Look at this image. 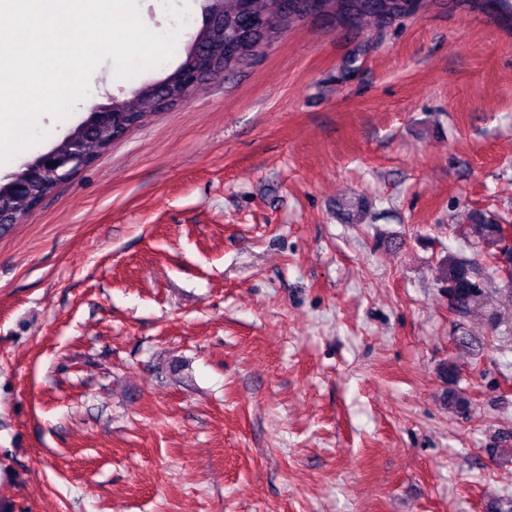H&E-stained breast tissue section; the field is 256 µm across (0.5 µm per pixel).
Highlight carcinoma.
Listing matches in <instances>:
<instances>
[{
	"mask_svg": "<svg viewBox=\"0 0 512 512\" xmlns=\"http://www.w3.org/2000/svg\"><path fill=\"white\" fill-rule=\"evenodd\" d=\"M317 11L309 8L311 0H203L202 11L216 14L224 20V44L236 46V54L224 55V73L235 71L277 40L287 29L308 17L329 15L335 21L348 20L353 28L370 24L383 31L416 15L418 0H316ZM496 22L512 30V0H496ZM139 122L150 114L147 90L140 88L130 100L120 101ZM40 191L35 178L26 180L24 194L14 200V211L29 209L32 195ZM501 225L481 212L471 215L468 234L474 244L495 254ZM442 281L452 286L453 299L460 309L476 304L484 295L485 279L480 269L469 260L452 255L445 260Z\"/></svg>",
	"mask_w": 512,
	"mask_h": 512,
	"instance_id": "1",
	"label": "carcinoma"
}]
</instances>
